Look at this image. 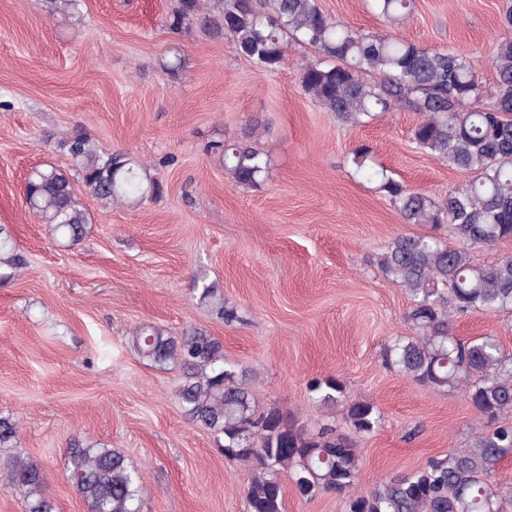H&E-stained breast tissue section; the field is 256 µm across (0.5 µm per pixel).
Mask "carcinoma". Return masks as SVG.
<instances>
[{
	"label": "carcinoma",
	"instance_id": "carcinoma-1",
	"mask_svg": "<svg viewBox=\"0 0 512 512\" xmlns=\"http://www.w3.org/2000/svg\"><path fill=\"white\" fill-rule=\"evenodd\" d=\"M391 23L412 12L413 0H371ZM172 30L198 27L232 42L237 54L263 71L286 64L288 43L318 53L299 71L302 92L348 125H363L405 105L419 115L416 147L470 174L436 200L412 191L371 164L370 150L352 152L354 172L379 184L406 224L430 234H400L380 258L388 281L409 298L414 335L384 348L385 364L431 389L461 391L486 426L468 446L408 473L386 479L369 493L357 491L362 458L356 439L376 433L382 415L369 401L349 400L335 376L312 382L319 405L340 407L348 432L332 425L311 431L276 407L258 410L247 371L224 360L223 344L196 328L167 336L150 324L133 330L130 342L151 363L179 366L175 397L183 414L223 438L224 457L249 467L248 512H282L286 474L299 494H335L344 512H512V493L494 484L498 464L512 456V426L499 420L512 410V355L494 336L463 341L453 334L456 315L512 311V253L481 262L474 249L512 241V6L503 11L504 34L493 55L496 79L486 86L467 57L432 49L386 33H363L334 21L317 0H178L167 20ZM373 74L372 83L364 76ZM227 138L209 145L238 184L257 187L271 159L252 141ZM62 149L90 196L142 203L162 193L149 167L121 151L97 147L81 131L60 139ZM26 207L51 233L78 242L89 224L73 184L53 165L29 177ZM0 263L24 264L9 232L0 227ZM200 304L229 323L237 311L214 286L197 288ZM18 423L0 418V447L17 436ZM65 471L87 512H140L144 487L138 469L113 448L74 444ZM0 482L23 494L26 512H56L41 466L12 455L0 461Z\"/></svg>",
	"mask_w": 512,
	"mask_h": 512
}]
</instances>
